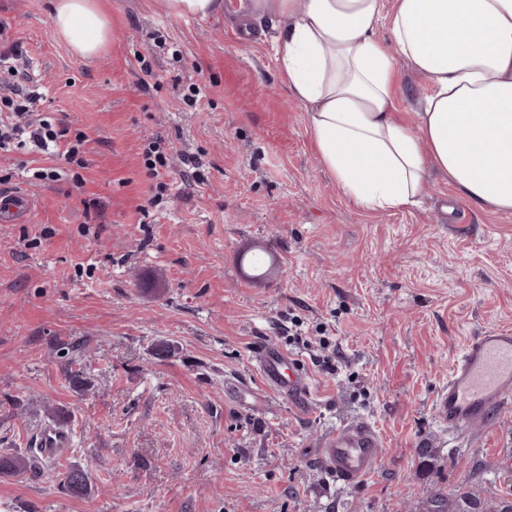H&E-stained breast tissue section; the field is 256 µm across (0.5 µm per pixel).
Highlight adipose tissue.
Segmentation results:
<instances>
[{
	"label": "adipose tissue",
	"mask_w": 512,
	"mask_h": 512,
	"mask_svg": "<svg viewBox=\"0 0 512 512\" xmlns=\"http://www.w3.org/2000/svg\"><path fill=\"white\" fill-rule=\"evenodd\" d=\"M287 17L277 62L307 112L320 164L374 212L416 205L429 169L468 200L512 212V0H251ZM390 15L392 44L375 36ZM50 22L77 55L98 56L112 23L100 0H54ZM431 91L403 119L398 62Z\"/></svg>",
	"instance_id": "1"
}]
</instances>
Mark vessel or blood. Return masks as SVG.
Listing matches in <instances>:
<instances>
[{
	"label": "vessel or blood",
	"instance_id": "obj_1",
	"mask_svg": "<svg viewBox=\"0 0 512 512\" xmlns=\"http://www.w3.org/2000/svg\"><path fill=\"white\" fill-rule=\"evenodd\" d=\"M32 197L17 190L0 191V223L28 219ZM256 371L265 389L276 396L311 405L312 377L302 360L270 342L255 350ZM512 403V329H488L470 337L455 357L448 383L434 399L436 418L457 433L488 421L492 412ZM66 436L60 429L41 431L43 455L57 456ZM384 454L380 436L366 422L336 428L322 442L319 458L336 482L352 484L371 473Z\"/></svg>",
	"mask_w": 512,
	"mask_h": 512
}]
</instances>
